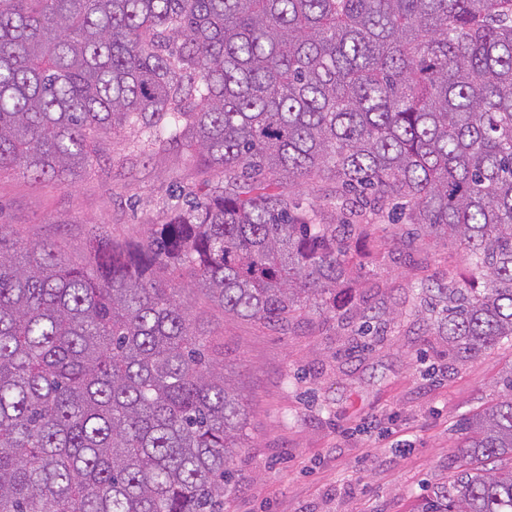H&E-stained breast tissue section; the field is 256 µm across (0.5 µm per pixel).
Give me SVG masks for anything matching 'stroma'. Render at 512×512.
Wrapping results in <instances>:
<instances>
[{"label":"stroma","mask_w":512,"mask_h":512,"mask_svg":"<svg viewBox=\"0 0 512 512\" xmlns=\"http://www.w3.org/2000/svg\"><path fill=\"white\" fill-rule=\"evenodd\" d=\"M223 182L182 143L147 148L128 129L75 186L0 172V224L76 260L91 227L116 240L140 236L175 206V189ZM356 249L360 285L342 291L337 316L314 312L274 329L194 298L212 353L249 400L239 483L224 512H425L448 483L463 423L501 394L512 347L455 362L416 314L420 280L465 275L459 244L380 246L368 233ZM360 308L402 315L369 345L353 333Z\"/></svg>","instance_id":"1"}]
</instances>
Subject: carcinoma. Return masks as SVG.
I'll return each instance as SVG.
<instances>
[{"label":"carcinoma","mask_w":512,"mask_h":512,"mask_svg":"<svg viewBox=\"0 0 512 512\" xmlns=\"http://www.w3.org/2000/svg\"><path fill=\"white\" fill-rule=\"evenodd\" d=\"M127 127L224 186L78 263L0 225V512H224L247 403L191 297L333 312L356 234L458 241L484 287L421 289L438 335L512 346V0H0V170L70 186ZM503 386L430 512H512ZM334 190L324 183H313L305 185L297 191L306 204L319 208L325 204L326 197L334 196Z\"/></svg>","instance_id":"cac0c4a2"}]
</instances>
